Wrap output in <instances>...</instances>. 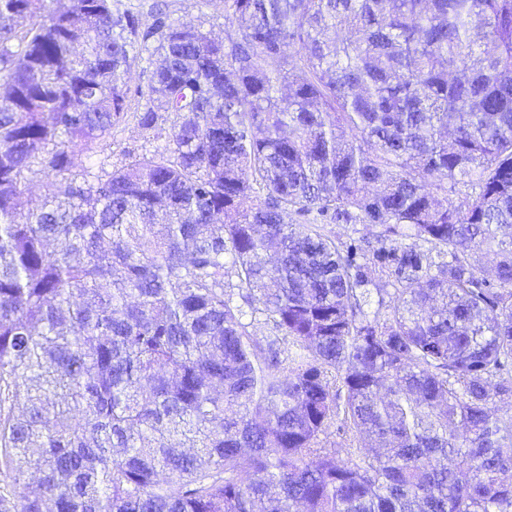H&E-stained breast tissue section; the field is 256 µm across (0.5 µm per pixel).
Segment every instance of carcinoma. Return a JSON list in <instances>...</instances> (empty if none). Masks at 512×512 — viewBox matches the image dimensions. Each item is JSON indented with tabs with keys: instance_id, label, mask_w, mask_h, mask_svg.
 Instances as JSON below:
<instances>
[{
	"instance_id": "carcinoma-1",
	"label": "carcinoma",
	"mask_w": 512,
	"mask_h": 512,
	"mask_svg": "<svg viewBox=\"0 0 512 512\" xmlns=\"http://www.w3.org/2000/svg\"><path fill=\"white\" fill-rule=\"evenodd\" d=\"M151 17L0 0V512H512V0ZM142 61L168 144L96 161ZM169 5L171 17L180 23L200 27L213 37L224 40V4L214 7L208 0H164ZM325 234L344 243L359 247L364 238L379 230L371 224H321Z\"/></svg>"
}]
</instances>
